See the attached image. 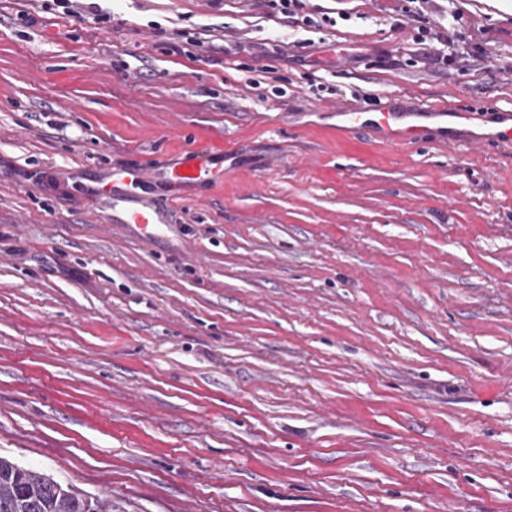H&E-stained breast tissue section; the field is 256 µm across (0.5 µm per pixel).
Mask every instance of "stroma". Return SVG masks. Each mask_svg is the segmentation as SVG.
<instances>
[{
	"mask_svg": "<svg viewBox=\"0 0 512 512\" xmlns=\"http://www.w3.org/2000/svg\"><path fill=\"white\" fill-rule=\"evenodd\" d=\"M403 6L0 0V456L112 512H512V146L334 116L512 110V0ZM217 144L152 240L84 195ZM58 7L63 8L64 14L85 20V16L94 19L96 22H108L111 20L110 12L105 10L98 2L103 0H54ZM90 2V3H82ZM92 16V17H90ZM456 40H458L456 29L448 28L444 25L434 27L419 26L417 32L413 35L414 42L429 48L436 47V45L454 43ZM342 119L341 131L368 128L376 139L388 145L401 146L422 139L431 132L437 142L448 145V122L446 117L467 119V112H429L417 108L406 112L337 111ZM420 118L433 119V127L421 125Z\"/></svg>",
	"mask_w": 512,
	"mask_h": 512,
	"instance_id": "obj_1",
	"label": "stroma"
}]
</instances>
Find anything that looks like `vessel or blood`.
I'll list each match as a JSON object with an SVG mask.
<instances>
[{
  "label": "vessel or blood",
  "instance_id": "b4317fda",
  "mask_svg": "<svg viewBox=\"0 0 512 512\" xmlns=\"http://www.w3.org/2000/svg\"><path fill=\"white\" fill-rule=\"evenodd\" d=\"M342 130L369 129L376 139L401 146L433 135L439 143L448 141L446 115L417 108L406 112H341ZM484 141L512 145V113H501L496 128L483 136ZM237 168L233 150L217 147L215 154L203 155L193 150L175 157H162L147 165L110 170L100 182L86 185L85 194L96 207L111 211L116 224H131L140 230L164 223L163 213L144 195L145 189L161 185L181 191L198 184L223 180L225 173Z\"/></svg>",
  "mask_w": 512,
  "mask_h": 512
}]
</instances>
